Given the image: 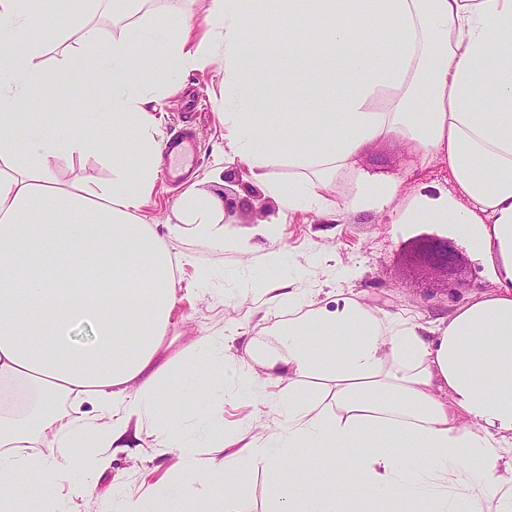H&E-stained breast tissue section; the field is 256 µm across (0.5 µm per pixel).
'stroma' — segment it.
<instances>
[{
    "label": "stroma",
    "mask_w": 512,
    "mask_h": 512,
    "mask_svg": "<svg viewBox=\"0 0 512 512\" xmlns=\"http://www.w3.org/2000/svg\"><path fill=\"white\" fill-rule=\"evenodd\" d=\"M223 57L206 67L179 75L168 95L159 102L163 112L161 132L170 135L190 125L199 142L200 153L192 177L173 185L159 179L150 199L140 211L163 247L177 257L179 278L166 343L171 351L190 349L204 336L224 341V324L234 320L243 335L233 351L246 358L244 340L259 335L277 310L267 304L261 291L276 280L267 264V254L279 250L288 263L302 265L295 287L313 293L316 301L334 304L337 289L357 295L370 306L387 311H405L433 319L484 295L496 293L498 284L488 264L472 252H465L461 269L453 274L454 295H447L444 281H432L423 268L410 260L413 237L441 232L435 224H392L382 215L358 212L340 215L328 223L314 213H280L276 203L244 177L241 165L224 158V94L221 79ZM252 109L275 112L280 127H287L295 110L288 94V77L281 74L257 96ZM358 166L381 177H403L402 198L421 193H455L456 185L447 165L433 160L418 166L402 143H375L358 161ZM236 179L235 190L251 207L225 225L226 236L247 241L248 252L216 247L202 240L175 238L166 231L173 222L176 206L192 194L213 196L224 189L225 174ZM55 174L67 186L93 175L108 180L112 170L104 158L91 154L82 158L61 157ZM211 278L200 282V271ZM175 458L158 454L149 447L116 453L111 467L99 475L82 506V512H100L113 490L139 486L142 479L175 481Z\"/></svg>",
    "instance_id": "35a3bbf8"
}]
</instances>
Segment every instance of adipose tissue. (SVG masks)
Returning a JSON list of instances; mask_svg holds the SVG:
<instances>
[{
  "label": "adipose tissue",
  "instance_id": "ef3b65f1",
  "mask_svg": "<svg viewBox=\"0 0 512 512\" xmlns=\"http://www.w3.org/2000/svg\"><path fill=\"white\" fill-rule=\"evenodd\" d=\"M278 2L272 32L268 0H206L212 27L196 42L181 15L105 39L86 19L99 0L68 20L46 0H0V512H77L113 454L147 442L176 456L175 486L120 490L103 512H247L253 465L269 512H512V0ZM306 14L312 52L296 27ZM218 53L226 146L280 212L452 225L500 292L424 320L344 294L331 309L282 287L249 361L229 352L231 321L224 346L201 338L165 356L174 267L138 223L163 143L146 104ZM281 72L299 88L325 82L335 109L301 113L270 143L277 113L248 102ZM47 84L71 106L59 131L38 112ZM384 140L446 161L460 197L399 203L401 178L357 167ZM92 152L111 179L63 187L55 159ZM277 166L292 177L273 178ZM181 211L171 236L224 245L219 199L189 196ZM80 324L92 342L75 340ZM228 381L275 406L266 436L209 412Z\"/></svg>",
  "mask_w": 512,
  "mask_h": 512
}]
</instances>
